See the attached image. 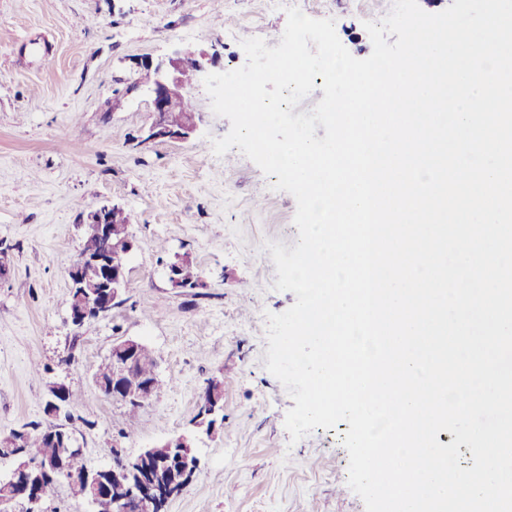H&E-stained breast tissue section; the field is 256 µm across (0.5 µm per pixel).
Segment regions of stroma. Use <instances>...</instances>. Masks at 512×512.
Here are the masks:
<instances>
[{
    "label": "stroma",
    "instance_id": "obj_1",
    "mask_svg": "<svg viewBox=\"0 0 512 512\" xmlns=\"http://www.w3.org/2000/svg\"><path fill=\"white\" fill-rule=\"evenodd\" d=\"M301 5L333 19L341 43L364 59V24L382 20L388 0ZM285 26V11L265 0H0V437L55 423L45 405L62 384L80 397L68 427L89 469L194 432L197 468L167 512H365L348 487L340 432L291 442L284 421L294 402L265 368V315L296 301L275 290L266 244H297L295 198L273 190L238 148L213 153L230 122L213 113L202 82L187 89L199 121L184 141L139 144L151 97L144 86L125 91L141 58L189 49L222 73L245 64L241 40ZM118 90L125 104L113 112ZM105 204L130 215L135 287L78 330L69 271L83 218ZM184 254L202 286L172 287L167 265ZM122 338L155 352L163 382L129 437L124 405L93 381ZM212 380L223 384L224 424L208 434L193 419Z\"/></svg>",
    "mask_w": 512,
    "mask_h": 512
}]
</instances>
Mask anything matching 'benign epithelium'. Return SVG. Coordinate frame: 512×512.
<instances>
[{"mask_svg":"<svg viewBox=\"0 0 512 512\" xmlns=\"http://www.w3.org/2000/svg\"><path fill=\"white\" fill-rule=\"evenodd\" d=\"M140 69H149L154 74L148 86L153 106V119L147 127L145 140L165 142L187 140L195 132L197 116L190 111L188 120L179 127L167 124L169 112L184 111L187 98L183 73L191 69L201 72L205 64L193 57L190 52H176L165 60L154 62L146 58L137 63ZM119 206H101L86 215L83 224L87 230L97 233L103 231L108 223V213L118 210ZM70 282L73 288L111 289L112 299L98 302L89 298L87 305L70 309V319L76 325L85 321L91 313L103 315L111 310L113 302L121 298L124 290L125 272L120 267H110L102 255L80 254L72 264ZM138 347L136 339H121L112 345L113 378H123L133 365L132 349ZM223 406L209 395L203 397L199 405L196 427L211 431L217 422V413ZM194 440L192 434H180L160 444L162 448L173 449V454L164 460L154 457V449L145 448L134 457H125V469L116 468L85 470L80 474L70 473L63 467V456L45 463V468L55 470L71 485H83L88 492L86 499L97 509L100 500H108L113 512H165V506L171 495L181 491L188 484L195 470ZM25 469L20 465L12 469L8 479L0 485L3 494L11 501L22 499L29 505V512H36L40 500L22 492L11 493L17 474Z\"/></svg>","mask_w":512,"mask_h":512,"instance_id":"7a95c632","label":"benign epithelium"}]
</instances>
